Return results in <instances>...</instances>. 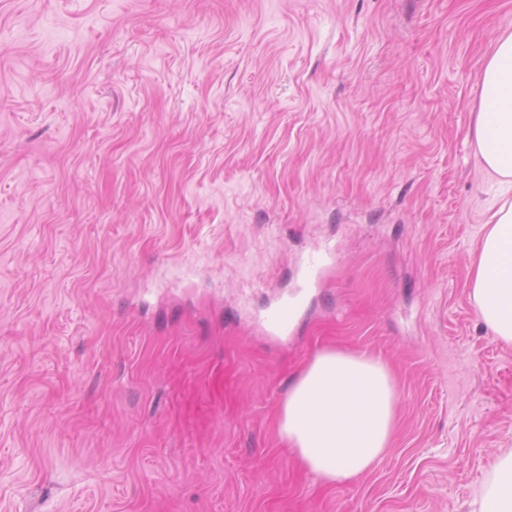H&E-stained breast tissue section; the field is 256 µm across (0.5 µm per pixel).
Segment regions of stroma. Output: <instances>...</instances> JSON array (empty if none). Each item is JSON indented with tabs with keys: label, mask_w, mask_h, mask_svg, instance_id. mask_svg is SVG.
Segmentation results:
<instances>
[{
	"label": "stroma",
	"mask_w": 512,
	"mask_h": 512,
	"mask_svg": "<svg viewBox=\"0 0 512 512\" xmlns=\"http://www.w3.org/2000/svg\"><path fill=\"white\" fill-rule=\"evenodd\" d=\"M505 31L512 0H0V512H470L512 448L468 139ZM326 349L396 386L334 486L277 426ZM301 295H295L279 303L267 316V327L278 334L288 335L292 328L299 306Z\"/></svg>",
	"instance_id": "obj_1"
}]
</instances>
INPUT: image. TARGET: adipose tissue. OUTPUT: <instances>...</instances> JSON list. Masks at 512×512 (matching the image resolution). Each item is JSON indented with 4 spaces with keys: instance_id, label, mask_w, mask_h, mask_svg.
<instances>
[{
    "instance_id": "ef3b65f1",
    "label": "adipose tissue",
    "mask_w": 512,
    "mask_h": 512,
    "mask_svg": "<svg viewBox=\"0 0 512 512\" xmlns=\"http://www.w3.org/2000/svg\"><path fill=\"white\" fill-rule=\"evenodd\" d=\"M479 95L469 135L500 193L482 241L472 296L493 335L512 344V32L497 36ZM395 403V385L384 361L326 349L294 380L278 429L308 471L333 486L367 472L390 448ZM474 512H512V449L499 455Z\"/></svg>"
}]
</instances>
